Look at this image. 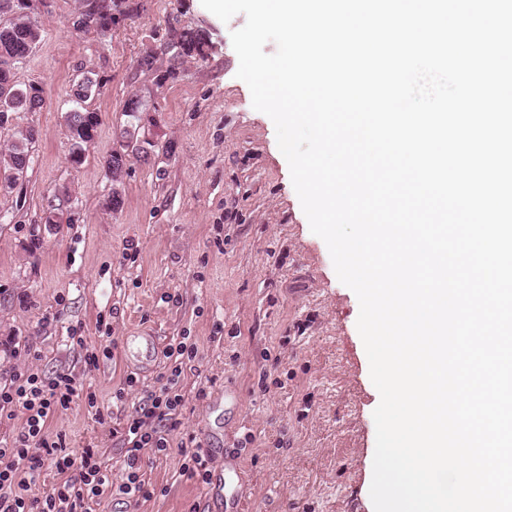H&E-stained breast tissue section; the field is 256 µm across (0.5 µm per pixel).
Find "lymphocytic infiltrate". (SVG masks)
Segmentation results:
<instances>
[{"mask_svg": "<svg viewBox=\"0 0 512 512\" xmlns=\"http://www.w3.org/2000/svg\"><path fill=\"white\" fill-rule=\"evenodd\" d=\"M196 355V347L185 342L168 345L159 387L143 390L123 426L113 429L125 451L118 480L103 449L85 448L75 459L63 441L46 432L49 420L68 409L74 397L85 396L88 407H96L95 394L84 392L79 377L70 372L48 377L31 366L12 368L0 385V418H18L22 425L12 440L0 441V512H92L93 504L113 496L133 512L141 500L151 498L155 489L143 476L145 459L169 449L190 395H205L201 388L190 391L187 383ZM45 467L54 469L57 483L46 496L29 497L30 478Z\"/></svg>", "mask_w": 512, "mask_h": 512, "instance_id": "obj_1", "label": "lymphocytic infiltrate"}]
</instances>
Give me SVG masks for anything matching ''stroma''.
<instances>
[{
	"label": "stroma",
	"mask_w": 512,
	"mask_h": 512,
	"mask_svg": "<svg viewBox=\"0 0 512 512\" xmlns=\"http://www.w3.org/2000/svg\"><path fill=\"white\" fill-rule=\"evenodd\" d=\"M81 0H51L38 16L42 38L16 64L20 85L44 89L45 103L22 116L38 140L21 189L0 196V378L37 357L43 374H77L98 410L77 399L47 424L72 454L104 448L121 468L124 451L112 430L138 401L126 377L156 386L162 360L130 364L125 339L155 336L158 349L188 337L206 395L190 399L183 433L211 427L212 456L237 449L241 512H372L380 394L357 330L359 301L337 277L324 240L312 233L272 119L253 108L238 79L233 30L201 0H138L137 15L112 37L78 31ZM200 28L205 58L171 63L161 45L170 27ZM158 53V71L139 58ZM93 70L104 86L88 102L98 136L84 162L73 164L65 113L73 80ZM149 105L139 133L147 156L130 157L122 204L108 211L111 182L104 161L127 122L128 100ZM55 223H44L45 213ZM80 330L97 349L112 347L85 370L68 336ZM237 390L224 400L225 385ZM177 449L144 466L157 492L137 512H215L205 484L181 475Z\"/></svg>",
	"instance_id": "35a3bbf8"
}]
</instances>
